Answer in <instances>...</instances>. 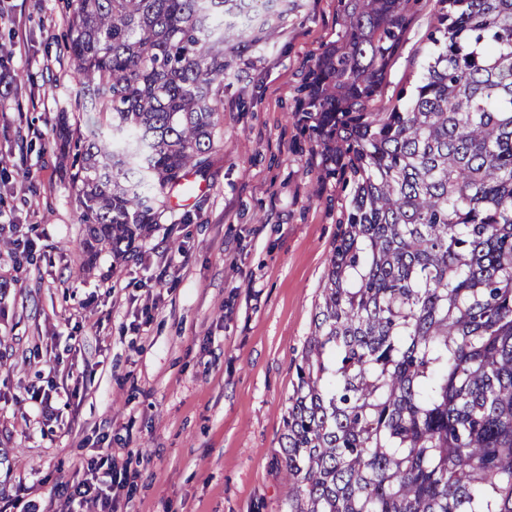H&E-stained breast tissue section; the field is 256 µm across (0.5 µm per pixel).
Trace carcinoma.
<instances>
[{
  "instance_id": "1",
  "label": "carcinoma",
  "mask_w": 512,
  "mask_h": 512,
  "mask_svg": "<svg viewBox=\"0 0 512 512\" xmlns=\"http://www.w3.org/2000/svg\"><path fill=\"white\" fill-rule=\"evenodd\" d=\"M408 107L367 112L401 0H348L302 120L354 194L289 399L288 512H512V0H440ZM288 0H74L67 48L97 124L78 151L87 262L159 223L218 148L226 56Z\"/></svg>"
}]
</instances>
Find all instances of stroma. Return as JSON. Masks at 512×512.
<instances>
[{
  "mask_svg": "<svg viewBox=\"0 0 512 512\" xmlns=\"http://www.w3.org/2000/svg\"><path fill=\"white\" fill-rule=\"evenodd\" d=\"M439 8L407 0L369 111L409 102ZM348 22L340 0H288L266 47L226 72L206 174L134 257L89 265L74 169L54 147L61 113L83 119L69 13L0 0V501L65 482L104 438L129 478L112 487L123 512H288L283 418L353 195L299 116ZM70 372L81 397L43 421L31 392Z\"/></svg>",
  "mask_w": 512,
  "mask_h": 512,
  "instance_id": "1",
  "label": "stroma"
}]
</instances>
